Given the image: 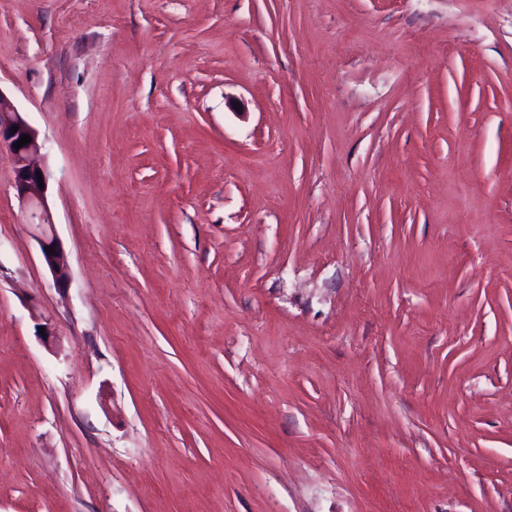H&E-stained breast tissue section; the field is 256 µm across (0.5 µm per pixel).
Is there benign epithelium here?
<instances>
[{"mask_svg":"<svg viewBox=\"0 0 512 512\" xmlns=\"http://www.w3.org/2000/svg\"><path fill=\"white\" fill-rule=\"evenodd\" d=\"M17 131H12L13 126ZM31 137V142L19 149L14 148L21 135ZM41 145L37 132L23 118L14 104L0 94V152H7L14 170V187L22 203L31 209V218L39 226L51 225V215L47 203V189L39 187L38 179L48 183L49 171L37 163ZM53 247L55 252L48 253L46 248ZM40 251L45 265L48 267L59 287H66L69 282V265L65 252L54 237L40 238Z\"/></svg>","mask_w":512,"mask_h":512,"instance_id":"benign-epithelium-1","label":"benign epithelium"}]
</instances>
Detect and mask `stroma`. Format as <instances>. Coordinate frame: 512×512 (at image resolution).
Instances as JSON below:
<instances>
[{"mask_svg":"<svg viewBox=\"0 0 512 512\" xmlns=\"http://www.w3.org/2000/svg\"><path fill=\"white\" fill-rule=\"evenodd\" d=\"M0 94V512H512V0H0ZM13 125L18 130L12 133ZM22 134L29 135L31 142L21 148H14ZM41 145L37 132L23 118L14 104L0 94V152L6 150L14 170V187L22 203L31 209L32 224L51 225V215L47 203V187L51 177L49 171L37 163ZM42 175L44 189L39 187L38 175ZM46 247H55V253L46 252ZM40 251L45 265L48 267L59 287H66L69 282V265L65 252L53 236L40 238Z\"/></svg>","mask_w":512,"mask_h":512,"instance_id":"1","label":"stroma"}]
</instances>
